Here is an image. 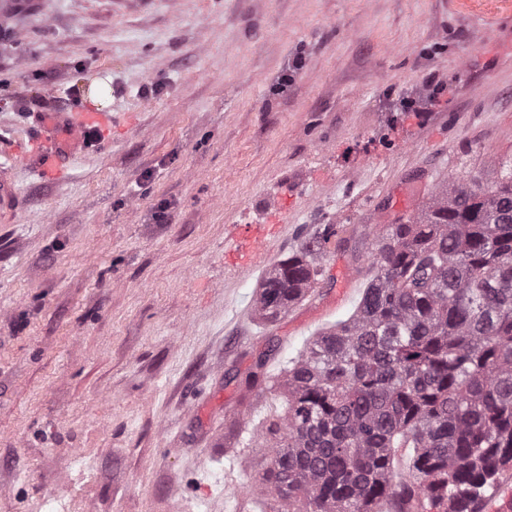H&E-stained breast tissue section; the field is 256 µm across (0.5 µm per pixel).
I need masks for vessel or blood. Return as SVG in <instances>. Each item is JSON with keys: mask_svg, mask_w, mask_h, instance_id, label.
I'll use <instances>...</instances> for the list:
<instances>
[{"mask_svg": "<svg viewBox=\"0 0 512 512\" xmlns=\"http://www.w3.org/2000/svg\"><path fill=\"white\" fill-rule=\"evenodd\" d=\"M39 132L32 141L31 155L48 181H56L65 171L69 157L84 152L89 134L105 136L111 118L101 112H56L37 117ZM21 206L20 196L9 176L8 166H0V217H13Z\"/></svg>", "mask_w": 512, "mask_h": 512, "instance_id": "vessel-or-blood-1", "label": "vessel or blood"}]
</instances>
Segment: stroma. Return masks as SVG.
Segmentation results:
<instances>
[{
  "instance_id": "35a3bbf8",
  "label": "stroma",
  "mask_w": 512,
  "mask_h": 512,
  "mask_svg": "<svg viewBox=\"0 0 512 512\" xmlns=\"http://www.w3.org/2000/svg\"><path fill=\"white\" fill-rule=\"evenodd\" d=\"M0 31V163L111 88V133L0 222V512H258L277 374L346 318L380 225L512 158V0H37ZM275 321L266 271L324 225ZM335 235L334 225L327 224L320 234L304 242L296 253L267 270L255 302L256 312L262 319L273 321L270 317L274 313L278 317L286 314L315 288L323 274L319 258L323 246Z\"/></svg>"
}]
</instances>
